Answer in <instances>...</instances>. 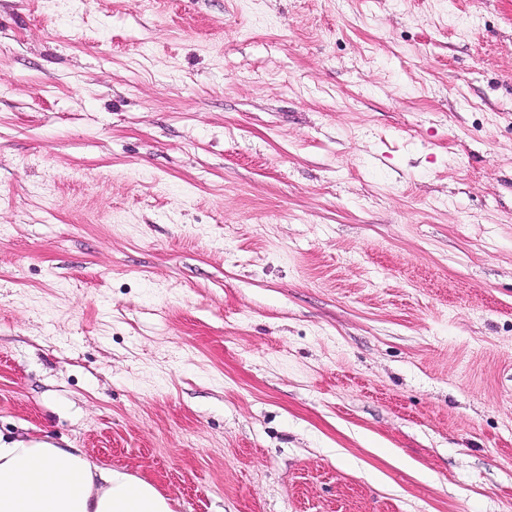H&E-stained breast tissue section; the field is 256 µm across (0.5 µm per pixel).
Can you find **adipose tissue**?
<instances>
[{
    "label": "adipose tissue",
    "mask_w": 512,
    "mask_h": 512,
    "mask_svg": "<svg viewBox=\"0 0 512 512\" xmlns=\"http://www.w3.org/2000/svg\"><path fill=\"white\" fill-rule=\"evenodd\" d=\"M0 512H173L150 482L93 463L80 448L0 440Z\"/></svg>",
    "instance_id": "ef3b65f1"
}]
</instances>
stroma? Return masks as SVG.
<instances>
[{
  "instance_id": "35a3bbf8",
  "label": "stroma",
  "mask_w": 512,
  "mask_h": 512,
  "mask_svg": "<svg viewBox=\"0 0 512 512\" xmlns=\"http://www.w3.org/2000/svg\"><path fill=\"white\" fill-rule=\"evenodd\" d=\"M0 436L512 512V0H0Z\"/></svg>"
}]
</instances>
